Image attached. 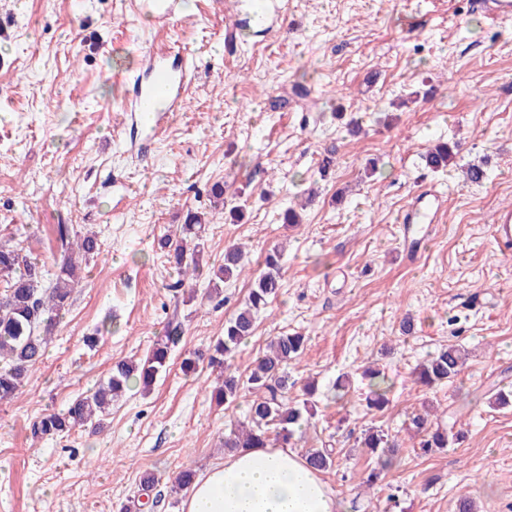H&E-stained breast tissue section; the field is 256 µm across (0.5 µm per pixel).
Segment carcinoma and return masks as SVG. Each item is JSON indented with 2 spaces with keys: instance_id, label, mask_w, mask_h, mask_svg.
<instances>
[{
  "instance_id": "cac0c4a2",
  "label": "carcinoma",
  "mask_w": 512,
  "mask_h": 512,
  "mask_svg": "<svg viewBox=\"0 0 512 512\" xmlns=\"http://www.w3.org/2000/svg\"><path fill=\"white\" fill-rule=\"evenodd\" d=\"M453 157L446 143L433 145L425 156L428 167L433 169L448 166ZM209 223L207 213L189 209L184 222L177 226L175 235L158 242V249L165 253L168 261L179 270L181 279L177 286L202 273L200 257L205 249V226ZM58 235L63 250L52 278H46L43 266L35 262L21 246L0 245V402L17 397L25 385L32 366L39 362L50 334L57 321L68 311L74 290L78 286L79 261H88L99 250L97 239L89 234L71 231L69 225H58ZM262 267L255 279L248 300L224 326V336L208 351L206 359L212 368L224 370V379L212 391L218 403H231L239 395L240 378L230 371L227 359L231 358L239 345L252 335L255 314L265 308L269 300L276 297L280 284L281 253L275 249L265 252L258 260ZM246 268L243 253L237 247L224 250V260L208 268V287L219 291L220 284L240 276ZM180 335L173 327L157 340L150 355L142 362L120 361L111 373L90 393L76 398L63 413H49L33 426L35 437H44L70 431L83 426L95 418L104 416L112 406V400L121 397L130 387L131 381L139 382L148 391L157 376L167 370L171 344ZM306 338L299 333L283 332L275 336L268 351L258 358L251 369L246 384L253 399L246 418L250 427L234 430L224 439L226 448H293L301 438L304 415L311 412L309 397L315 393L311 385L304 390L302 401L288 400V362L298 358L305 350ZM464 362V353L455 345L430 357L415 373L417 383L432 387L455 377ZM371 387L367 406L381 409L388 403L390 386L385 373L380 370L365 373ZM411 425L420 437L419 447L428 453L435 448L456 445L465 438L461 430L453 427L434 428L427 418L415 415ZM275 432L269 439L268 432ZM361 445L376 455L381 467H386L397 445L381 430L364 431ZM307 465L324 473L333 467V450L313 448L304 454Z\"/></svg>"
}]
</instances>
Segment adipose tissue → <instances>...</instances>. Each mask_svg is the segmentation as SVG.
Returning <instances> with one entry per match:
<instances>
[{"mask_svg":"<svg viewBox=\"0 0 512 512\" xmlns=\"http://www.w3.org/2000/svg\"><path fill=\"white\" fill-rule=\"evenodd\" d=\"M182 512H340V505L294 450L242 448L195 481Z\"/></svg>","mask_w":512,"mask_h":512,"instance_id":"adipose-tissue-1","label":"adipose tissue"}]
</instances>
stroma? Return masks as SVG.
I'll use <instances>...</instances> for the list:
<instances>
[{
  "instance_id": "obj_1",
  "label": "stroma",
  "mask_w": 512,
  "mask_h": 512,
  "mask_svg": "<svg viewBox=\"0 0 512 512\" xmlns=\"http://www.w3.org/2000/svg\"><path fill=\"white\" fill-rule=\"evenodd\" d=\"M283 4L287 32L229 42L232 0L161 29L123 0H0V244L21 243L49 268L61 258L56 225L100 244L21 394L0 403V512H141L147 472L158 480L151 512H181L176 475L223 462L251 396L217 404L216 372L180 364L223 336L274 247L282 288L232 369L247 377L280 332L306 336L287 366L290 398L318 387L297 450L335 449L323 479L341 512H457L463 499L512 512V405L490 403L512 389V244L493 228L512 205V22L488 24L475 0ZM158 38L188 60L192 91L141 155L119 110ZM439 142L457 150L434 172L423 155ZM471 164L485 179L463 178ZM216 182L225 209L246 213H216L202 263L236 244L249 271L217 295L200 278L173 296L178 272L157 243L187 209H209ZM424 190L443 207L409 244L403 217ZM291 205L301 223H283ZM171 321L182 337L150 392L128 389L101 423L33 439L43 414L66 410L116 362L145 358ZM451 344L468 353L458 375L416 383L417 365ZM370 366L391 383L380 411L366 408ZM425 411L457 422L464 441L423 453L407 427ZM370 427L400 444L372 486L374 458L359 445Z\"/></svg>"
}]
</instances>
